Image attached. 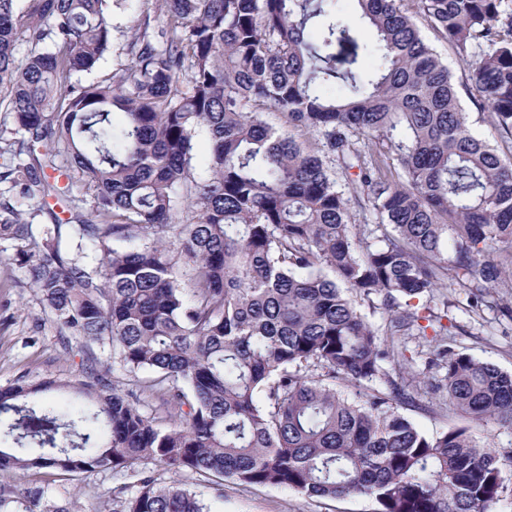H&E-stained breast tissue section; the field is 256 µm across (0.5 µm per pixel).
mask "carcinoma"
<instances>
[{"instance_id":"obj_1","label":"carcinoma","mask_w":512,"mask_h":512,"mask_svg":"<svg viewBox=\"0 0 512 512\" xmlns=\"http://www.w3.org/2000/svg\"><path fill=\"white\" fill-rule=\"evenodd\" d=\"M25 2L0 0V107L14 135L0 183L34 214L52 197L70 217L36 233L0 208V239L25 256L60 331L101 356L67 380L0 387V472H131L123 512H209L153 467L366 497L377 512H496L500 453L399 411L417 375L387 337L431 327L434 390L473 421L512 424V373L455 351L441 317L411 305L450 284L474 311L498 305L512 283V162L473 134L404 0H353L375 33L373 65L328 0H153L157 35L144 21L125 63L88 85L73 77L110 50L114 0ZM417 4L466 65V93L512 137V7ZM266 111L320 134L321 152ZM197 131L211 142L203 181L191 174ZM329 160L373 228L352 224ZM76 177L95 192L85 214L69 196ZM357 298L387 314L383 328ZM117 368L137 390L111 382ZM59 392L75 404L58 406ZM147 397L174 411L171 427L144 411ZM15 503L76 512L45 508L38 488Z\"/></svg>"}]
</instances>
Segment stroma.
<instances>
[{
	"label": "stroma",
	"instance_id": "obj_1",
	"mask_svg": "<svg viewBox=\"0 0 512 512\" xmlns=\"http://www.w3.org/2000/svg\"><path fill=\"white\" fill-rule=\"evenodd\" d=\"M159 28L162 16L149 12L141 0H120L113 9V43L109 53L90 73L78 74L82 83L108 78L112 70L124 63L123 48L143 20ZM21 257L13 242L0 241V387L17 380L35 383L47 378L64 379L90 358L89 350L65 348L56 324L43 312L30 289L25 288ZM435 312H448L458 330L453 338L456 350L512 372V322L504 319L499 308H482L470 312L466 297L459 291H448L446 298L430 303ZM399 348L407 368L416 371L422 383L414 392L416 404L404 414L423 432L469 425L477 445L494 444L500 454L512 456V428L489 421L467 424L448 403L445 394L434 392L427 366L428 346L423 337L403 336ZM159 482L179 483L201 494L211 512H374L366 498L308 499L284 487L245 488L230 481L207 480L195 475L160 470ZM134 477L100 473L75 481L66 480L50 471H34L27 478L29 486L41 488L46 505L76 502L79 512H120L126 498L125 487Z\"/></svg>",
	"mask_w": 512,
	"mask_h": 512
}]
</instances>
